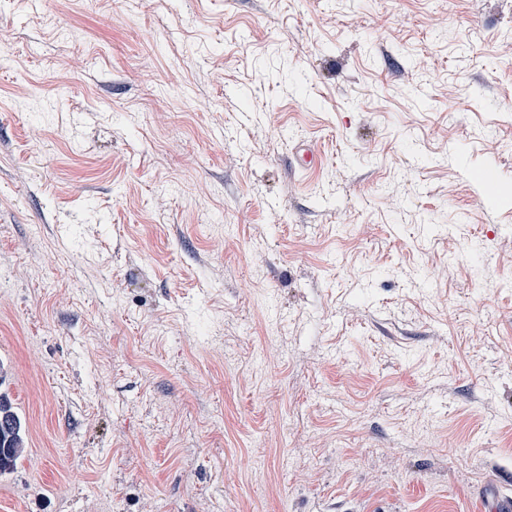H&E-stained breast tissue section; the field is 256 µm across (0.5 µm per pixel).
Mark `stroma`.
<instances>
[{
  "mask_svg": "<svg viewBox=\"0 0 512 512\" xmlns=\"http://www.w3.org/2000/svg\"><path fill=\"white\" fill-rule=\"evenodd\" d=\"M0 361V512H478L512 0H0Z\"/></svg>",
  "mask_w": 512,
  "mask_h": 512,
  "instance_id": "35a3bbf8",
  "label": "stroma"
}]
</instances>
